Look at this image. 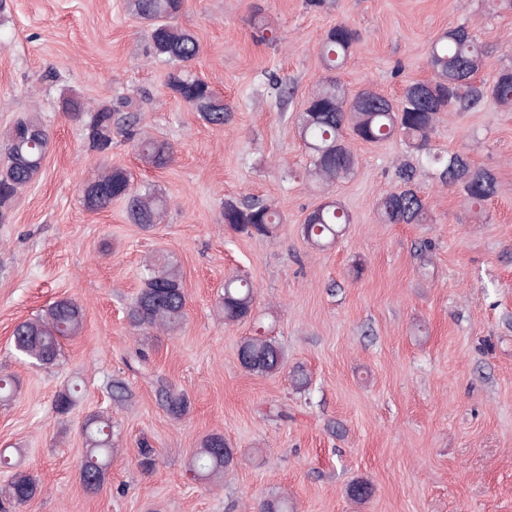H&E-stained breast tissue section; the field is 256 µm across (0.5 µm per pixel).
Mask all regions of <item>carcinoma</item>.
<instances>
[{"instance_id":"cac0c4a2","label":"carcinoma","mask_w":512,"mask_h":512,"mask_svg":"<svg viewBox=\"0 0 512 512\" xmlns=\"http://www.w3.org/2000/svg\"><path fill=\"white\" fill-rule=\"evenodd\" d=\"M186 0H127L129 11L147 23V35L155 57L169 63L166 85L174 97L192 106L210 125L222 127L231 120V108L210 86L195 75L191 64L201 52L197 37L174 21L181 15ZM359 40L358 30L345 21L330 27L319 44L326 72L297 117L299 136L309 156L308 177L330 186L353 173L356 156L347 137L375 143L398 138L405 146L406 158L398 165V185L380 199L377 220L381 224H428L432 215L427 199L416 188L417 168L431 167L441 185L456 187L475 206L489 201L497 190L491 172L476 168L462 152L442 153L433 147L440 115L444 112H474L491 98L512 109V66L498 70L491 80L475 81L485 66V52L467 26L459 25L438 38L429 47L431 77L408 84L398 99L373 90L349 96L336 79ZM65 113L83 124L91 149L104 153L112 147V134L135 142L139 156L152 167L163 169L175 159L174 148L166 141L139 137L134 129L137 116L119 113L110 104L88 105L76 93L63 97ZM50 133L35 112L17 119L0 143L5 165L0 168V223L7 219L6 209L16 194L29 185L42 170ZM83 200L87 209L100 210L121 201L128 221L143 229L163 222L168 210L166 197L150 187L138 189L123 167H113L84 184ZM282 218L271 205L256 197L224 201V224L234 232L271 235ZM349 216L332 197L311 210L303 224L307 242L323 249L343 235ZM187 296L181 266L162 256L145 268L143 285L127 311L130 325L138 330L178 331L185 317ZM256 295L246 280H224V293L218 306L226 323H241L254 318ZM82 307L73 299L60 298L35 317L21 322L14 330V347L19 358L35 365H50L60 355L62 340L80 334ZM242 368L253 375L267 377L279 373L287 363L284 348L275 337L258 333L244 339L239 348ZM112 401L124 404L132 393L121 380L108 383ZM159 400L166 413L180 419L190 410L185 394L158 381ZM86 455L80 480L86 491L102 487L112 462V417L94 413L83 425ZM235 449L221 433L206 435L192 456L189 472L197 480L214 483L224 477L236 462ZM39 484L27 474L17 473L0 491V509L5 504L22 505L39 495ZM373 493L364 480H355L348 494L357 503ZM260 512H293L287 497L265 500Z\"/></svg>"}]
</instances>
